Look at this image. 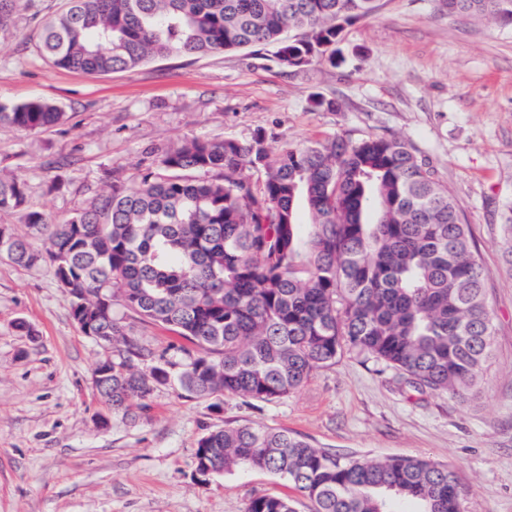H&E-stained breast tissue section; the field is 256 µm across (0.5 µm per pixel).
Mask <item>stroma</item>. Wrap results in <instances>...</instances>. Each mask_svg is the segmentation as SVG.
Returning <instances> with one entry per match:
<instances>
[{"label":"stroma","instance_id":"obj_1","mask_svg":"<svg viewBox=\"0 0 512 512\" xmlns=\"http://www.w3.org/2000/svg\"><path fill=\"white\" fill-rule=\"evenodd\" d=\"M63 0H21L0 42V103L42 98L66 114L46 131L0 126V170L60 220L113 181L134 184L156 148L184 137L250 138L273 151L337 135H396L427 159L468 224L493 316L492 358L462 402L399 383L352 353L274 402L154 390L134 423L94 387L105 352L81 334L48 268L0 260V512H246L261 495L307 496L277 475L195 472L199 438L224 425L281 428L342 456L448 466L464 512H512V25L447 13V0H378L347 28L339 66L280 67L273 49L171 57L95 75L35 49ZM335 109L313 107L312 95ZM26 321L25 335L15 327Z\"/></svg>","mask_w":512,"mask_h":512}]
</instances>
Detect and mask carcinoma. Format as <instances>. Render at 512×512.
Wrapping results in <instances>:
<instances>
[{"instance_id": "obj_1", "label": "carcinoma", "mask_w": 512, "mask_h": 512, "mask_svg": "<svg viewBox=\"0 0 512 512\" xmlns=\"http://www.w3.org/2000/svg\"><path fill=\"white\" fill-rule=\"evenodd\" d=\"M41 29L38 53L57 68L108 75L171 56L276 49L281 66L336 62L347 25L377 0H66ZM502 0H448V15L512 22ZM19 0H0V35ZM292 30L299 38H289ZM65 113L45 99L0 104V125L36 131ZM264 175L257 186L252 175ZM209 177L201 178L199 174ZM0 259L47 266L75 323L107 356L95 386L112 414L135 422L174 379L208 399L280 400L352 352L418 390L465 398L491 354L493 317L468 225L434 169L404 141L333 137L278 153L266 136L185 137L155 150L130 186L112 184L61 221L0 175ZM35 238L48 241L40 250ZM190 344L174 360L129 334L127 314ZM202 477L270 472L316 512H461L449 467L412 457L339 458L285 430L233 425L197 443ZM247 512H294L257 496Z\"/></svg>"}]
</instances>
